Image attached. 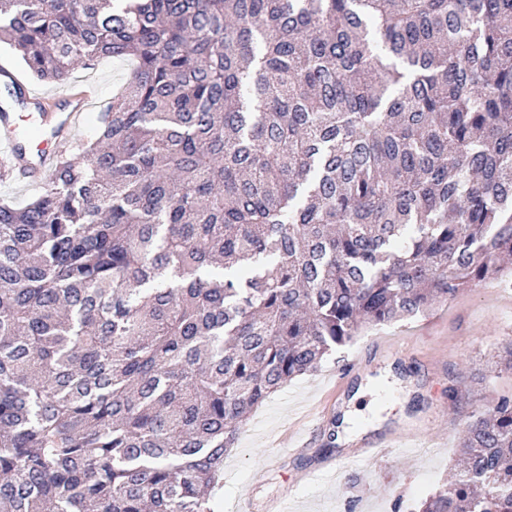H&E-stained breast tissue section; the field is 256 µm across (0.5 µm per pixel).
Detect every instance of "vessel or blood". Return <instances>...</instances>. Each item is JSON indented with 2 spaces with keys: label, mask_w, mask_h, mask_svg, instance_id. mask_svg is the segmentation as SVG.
I'll use <instances>...</instances> for the list:
<instances>
[{
  "label": "vessel or blood",
  "mask_w": 512,
  "mask_h": 512,
  "mask_svg": "<svg viewBox=\"0 0 512 512\" xmlns=\"http://www.w3.org/2000/svg\"><path fill=\"white\" fill-rule=\"evenodd\" d=\"M95 94L94 87L85 85L76 96L65 99L58 106L53 97L38 93L27 85L18 97L1 90L0 169L19 173L32 184L47 179L57 156L59 137L72 133ZM37 106L48 112L42 121L43 131L37 139H22L18 129L24 114Z\"/></svg>",
  "instance_id": "b4317fda"
}]
</instances>
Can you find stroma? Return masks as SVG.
Masks as SVG:
<instances>
[{
    "instance_id": "35a3bbf8",
    "label": "stroma",
    "mask_w": 512,
    "mask_h": 512,
    "mask_svg": "<svg viewBox=\"0 0 512 512\" xmlns=\"http://www.w3.org/2000/svg\"><path fill=\"white\" fill-rule=\"evenodd\" d=\"M133 64L104 58L76 67L67 81H32L55 94L92 84L111 99ZM512 337V282L490 283L434 305L410 320L364 331L312 375L298 377L259 406L224 458L217 512H392L411 506L449 478L461 431L472 412L512 387L490 373L497 345ZM486 380H475L477 371ZM456 388L457 401L448 398ZM412 434L419 449L393 446L357 464L365 444Z\"/></svg>"
}]
</instances>
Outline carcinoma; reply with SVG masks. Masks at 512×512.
Masks as SVG:
<instances>
[{
  "label": "carcinoma",
  "mask_w": 512,
  "mask_h": 512,
  "mask_svg": "<svg viewBox=\"0 0 512 512\" xmlns=\"http://www.w3.org/2000/svg\"><path fill=\"white\" fill-rule=\"evenodd\" d=\"M0 43L134 62L0 202V512H215L273 393L512 277V0H0ZM457 448L414 512H512V389ZM39 187L23 186L17 182H2L0 180V202L9 201L16 206L26 204L31 197L37 194Z\"/></svg>",
  "instance_id": "cac0c4a2"
}]
</instances>
